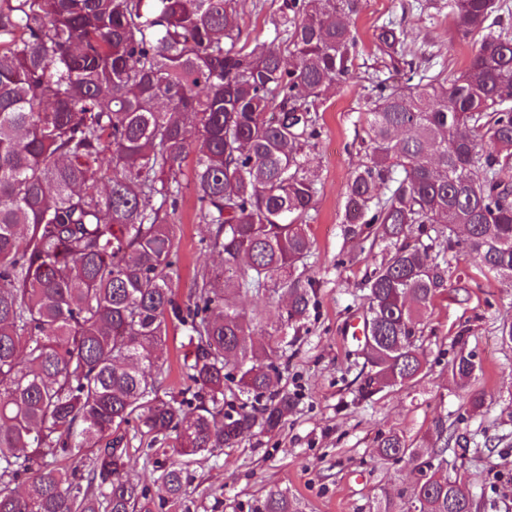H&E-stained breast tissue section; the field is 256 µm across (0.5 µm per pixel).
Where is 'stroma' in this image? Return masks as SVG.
<instances>
[{"label": "stroma", "instance_id": "stroma-1", "mask_svg": "<svg viewBox=\"0 0 512 512\" xmlns=\"http://www.w3.org/2000/svg\"><path fill=\"white\" fill-rule=\"evenodd\" d=\"M283 0H239L241 25L253 43H270ZM394 21L416 64L451 78L472 55L470 44L450 42L448 0H362L353 23L358 63L394 76L375 51V34ZM358 79L332 85L320 109L321 134L307 152L318 177L316 218L311 224L313 255L303 275L312 279L316 303L298 334L288 336L281 374L274 387L286 390L294 405L274 433L253 432L231 448L190 464L186 487L190 512H255L269 489L295 497L301 512H377L385 500L412 491L421 475L412 465L379 464L376 440L402 430L414 447L430 454L427 436L442 418L472 438L468 451L448 450L449 477H464L479 512H512V444L498 443L512 432V344L499 331L512 316V287L484 277L473 255L445 250L451 286L435 301L424 332L426 373L410 387L386 388L371 400H357L363 367L362 345L354 332L367 309L364 275L374 256L346 230V186L362 161L364 136L359 120ZM179 300H187L204 268L218 259L206 249L208 227L197 217L192 190H185L178 212ZM480 366L472 386L486 403L466 411L467 388L448 364L460 352Z\"/></svg>", "mask_w": 512, "mask_h": 512}]
</instances>
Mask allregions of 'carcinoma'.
Here are the masks:
<instances>
[{
  "label": "carcinoma",
  "instance_id": "obj_1",
  "mask_svg": "<svg viewBox=\"0 0 512 512\" xmlns=\"http://www.w3.org/2000/svg\"><path fill=\"white\" fill-rule=\"evenodd\" d=\"M362 0H283L270 47L243 39L238 0H0V512H190L174 457L203 456L293 407L272 393L283 336L316 289L317 180L306 148L325 91L356 71ZM504 0H448L450 38L473 55L449 81L407 59L392 23L375 46L401 80L368 78L364 157L346 216L384 243L367 289L359 398L424 374L418 344L448 238L512 286V33ZM194 158L207 249L224 263L177 300L174 216ZM278 295L267 331L241 301ZM182 329L183 383L159 396L169 326ZM470 382L472 354L449 364ZM150 438L157 477H128L129 426ZM437 456L468 441L435 422ZM381 461L427 471L381 512H476L466 483L402 432ZM25 492H18V485ZM258 512H300L271 489Z\"/></svg>",
  "mask_w": 512,
  "mask_h": 512
}]
</instances>
